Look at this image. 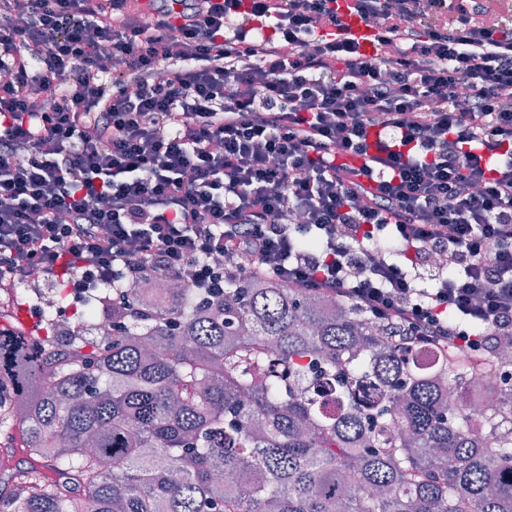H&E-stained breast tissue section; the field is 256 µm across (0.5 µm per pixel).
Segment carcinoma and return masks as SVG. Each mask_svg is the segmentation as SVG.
Returning a JSON list of instances; mask_svg holds the SVG:
<instances>
[{
    "label": "carcinoma",
    "instance_id": "obj_1",
    "mask_svg": "<svg viewBox=\"0 0 512 512\" xmlns=\"http://www.w3.org/2000/svg\"><path fill=\"white\" fill-rule=\"evenodd\" d=\"M127 293L82 312L79 340L49 317L0 329V434L29 457L0 455V512H512V424L465 416L512 336L406 350L265 276L212 301Z\"/></svg>",
    "mask_w": 512,
    "mask_h": 512
}]
</instances>
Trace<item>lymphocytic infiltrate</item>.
Listing matches in <instances>:
<instances>
[{
    "mask_svg": "<svg viewBox=\"0 0 512 512\" xmlns=\"http://www.w3.org/2000/svg\"><path fill=\"white\" fill-rule=\"evenodd\" d=\"M495 2L0 0V289L35 270L122 308L132 285L210 300L268 275L482 354L512 334Z\"/></svg>",
    "mask_w": 512,
    "mask_h": 512,
    "instance_id": "lymphocytic-infiltrate-1",
    "label": "lymphocytic infiltrate"
}]
</instances>
